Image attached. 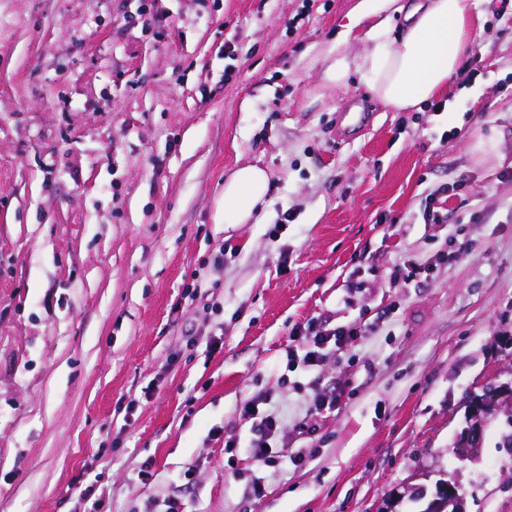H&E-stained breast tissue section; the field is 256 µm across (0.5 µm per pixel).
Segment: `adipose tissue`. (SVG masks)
<instances>
[{
	"label": "adipose tissue",
	"instance_id": "ef3b65f1",
	"mask_svg": "<svg viewBox=\"0 0 512 512\" xmlns=\"http://www.w3.org/2000/svg\"><path fill=\"white\" fill-rule=\"evenodd\" d=\"M396 0H361L352 24L373 16L363 77L371 95L396 112L420 107L446 91L473 45L474 0H419L406 15L403 34L391 37L383 11ZM269 190L266 172L237 168L224 182V221L244 224L261 207Z\"/></svg>",
	"mask_w": 512,
	"mask_h": 512
}]
</instances>
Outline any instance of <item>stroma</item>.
Returning a JSON list of instances; mask_svg holds the SVG:
<instances>
[{"mask_svg":"<svg viewBox=\"0 0 512 512\" xmlns=\"http://www.w3.org/2000/svg\"><path fill=\"white\" fill-rule=\"evenodd\" d=\"M359 3L0 0V512H418L441 479L512 512L498 424L453 453L512 379V0H476L439 112L367 92ZM247 164L267 201L223 223ZM319 316L359 332L288 371ZM511 387L512 381L499 385L484 386L480 393H470L468 399L470 402V427L461 438L459 447L455 448V454L459 459L468 458L480 448L486 411L495 410L497 413L502 412L507 415L512 413ZM270 397L268 394L254 395L241 407V416L246 421H251L250 450L256 461L263 464L271 462L274 456L273 448L275 438L279 429L277 417L270 411H260V405H268Z\"/></svg>","mask_w":512,"mask_h":512,"instance_id":"obj_1","label":"stroma"}]
</instances>
